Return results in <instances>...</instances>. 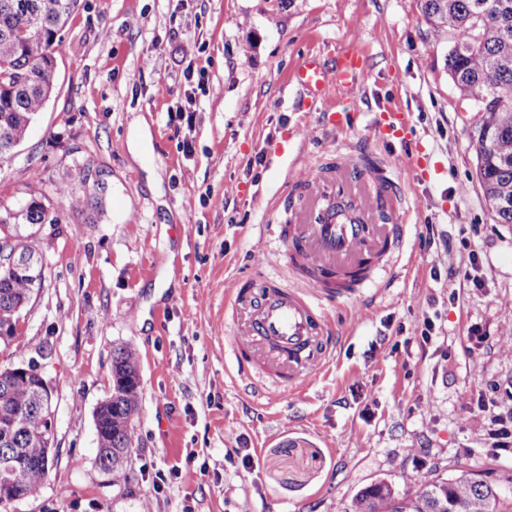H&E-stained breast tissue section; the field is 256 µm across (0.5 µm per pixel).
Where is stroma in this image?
<instances>
[{
  "instance_id": "stroma-1",
  "label": "stroma",
  "mask_w": 512,
  "mask_h": 512,
  "mask_svg": "<svg viewBox=\"0 0 512 512\" xmlns=\"http://www.w3.org/2000/svg\"><path fill=\"white\" fill-rule=\"evenodd\" d=\"M343 45L367 67L359 115L334 130L300 109L288 75ZM451 46L420 0H80L57 89L0 162V208L37 188L59 219L40 236L44 283L23 329L0 342V368L35 365L49 385L53 467L0 512H347L372 484L414 493L463 472L512 502V443L490 445L495 423L512 426V348L496 343L512 320V224L484 201L479 116L448 74ZM393 108L407 143L381 137ZM332 144L425 157L427 170L401 172L417 221L364 317L332 311L340 343L304 396L270 404L230 357L224 290L254 271L289 165ZM86 171L106 182L105 208L78 216L57 190ZM124 345L142 398L115 484L95 464L94 414Z\"/></svg>"
}]
</instances>
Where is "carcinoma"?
<instances>
[{
    "label": "carcinoma",
    "instance_id": "carcinoma-1",
    "mask_svg": "<svg viewBox=\"0 0 512 512\" xmlns=\"http://www.w3.org/2000/svg\"><path fill=\"white\" fill-rule=\"evenodd\" d=\"M78 0H0V156L26 137L34 118L45 109L57 83L53 40H62ZM422 10L438 37L454 36L448 73L461 97L480 113L473 135L476 172L485 202L499 224H512V0H423ZM41 71L38 83L27 80ZM106 184L84 173L76 189L59 195L68 209L83 215L101 211ZM34 229L56 224L57 217L34 191L0 219ZM37 273H16L0 266V330L14 312L41 287ZM117 388L97 408L96 432L103 447L95 462L117 482L126 477L125 454L132 449V419L140 399L139 357L121 347L112 357ZM37 380L31 375L12 387L0 386V494L14 500L34 497L50 475L48 435L51 406L37 403ZM503 512L500 494L472 474L438 479L414 494H399L382 483L361 489L349 512Z\"/></svg>",
    "mask_w": 512,
    "mask_h": 512
}]
</instances>
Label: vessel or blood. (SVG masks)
I'll return each mask as SVG.
<instances>
[{
    "label": "vessel or blood",
    "mask_w": 512,
    "mask_h": 512,
    "mask_svg": "<svg viewBox=\"0 0 512 512\" xmlns=\"http://www.w3.org/2000/svg\"><path fill=\"white\" fill-rule=\"evenodd\" d=\"M364 71L362 55L343 47L304 55L289 79L308 108L342 129L355 118L350 104ZM382 120L387 139L408 140L405 113L386 112ZM399 166L386 154L326 150L306 169L289 170L274 202L284 219L269 234L282 245L290 281L261 272L234 279L224 293L235 324L230 354L248 377L297 392L333 357L330 309L380 285L403 251L411 204Z\"/></svg>",
    "instance_id": "1"
}]
</instances>
